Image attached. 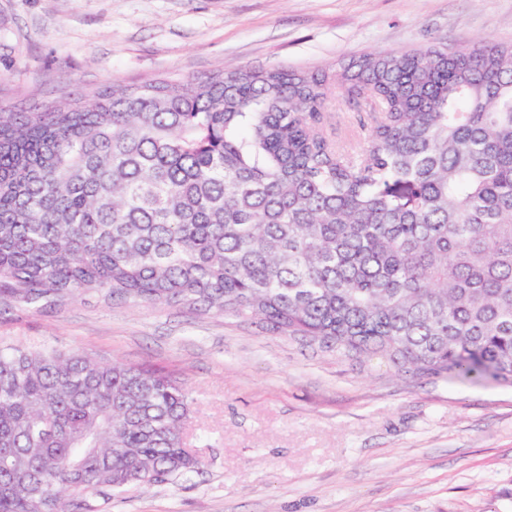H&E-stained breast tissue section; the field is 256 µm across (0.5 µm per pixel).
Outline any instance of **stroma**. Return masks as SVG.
Returning a JSON list of instances; mask_svg holds the SVG:
<instances>
[{
    "instance_id": "obj_1",
    "label": "stroma",
    "mask_w": 512,
    "mask_h": 512,
    "mask_svg": "<svg viewBox=\"0 0 512 512\" xmlns=\"http://www.w3.org/2000/svg\"><path fill=\"white\" fill-rule=\"evenodd\" d=\"M512 43V0H0V112L115 85L315 70L440 42ZM323 123L348 154L367 113ZM0 342L148 365L182 383L191 480L108 512H512V387L339 359L233 315L95 296L0 298Z\"/></svg>"
}]
</instances>
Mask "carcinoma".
<instances>
[{"mask_svg": "<svg viewBox=\"0 0 512 512\" xmlns=\"http://www.w3.org/2000/svg\"><path fill=\"white\" fill-rule=\"evenodd\" d=\"M366 147L320 130L333 94ZM254 319L336 358L512 385V44L114 87L0 112V295ZM159 369L0 346V512L188 480Z\"/></svg>", "mask_w": 512, "mask_h": 512, "instance_id": "1", "label": "carcinoma"}]
</instances>
